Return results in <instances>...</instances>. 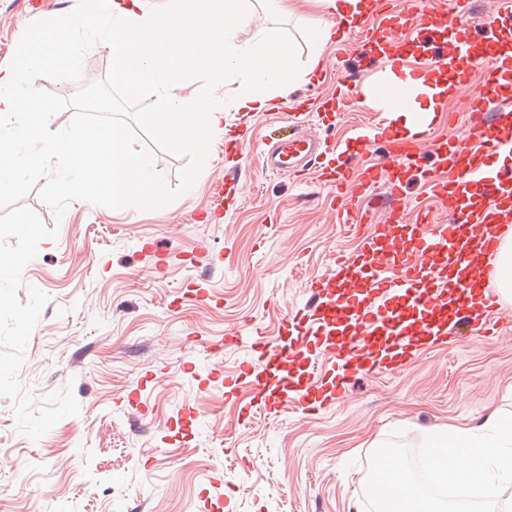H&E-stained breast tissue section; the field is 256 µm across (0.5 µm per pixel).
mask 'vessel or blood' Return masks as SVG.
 Listing matches in <instances>:
<instances>
[{
  "instance_id": "obj_1",
  "label": "vessel or blood",
  "mask_w": 512,
  "mask_h": 512,
  "mask_svg": "<svg viewBox=\"0 0 512 512\" xmlns=\"http://www.w3.org/2000/svg\"><path fill=\"white\" fill-rule=\"evenodd\" d=\"M421 17L428 25L446 24L447 11H430L426 0H407L404 10L387 17L385 26L364 30L365 39L391 41L410 20ZM464 47L459 41L413 68L399 56L389 60L396 79L379 83L374 96L385 111L409 112L407 98L421 87L441 84L456 88L467 81V69L453 67ZM484 74L481 91L468 104L469 112L493 113L494 119L473 132L467 145L426 144L431 121L428 113L409 112L415 132L395 140L385 162L352 174L334 161L320 167L318 179L338 200V215H347L353 199L370 196L376 186H387L399 196L410 174L419 169L424 150H431L447 179H432L430 192L447 211L448 223H436L425 213L408 233L393 230L396 215L387 223L371 225L353 259L337 256L333 273L316 279L312 305L290 311L286 324L294 334L279 346L261 340L251 343L241 376L255 379L253 401L245 416L280 412L291 400L308 410L341 397L351 372L396 370L434 345L443 342L453 327L473 325L478 339L494 336L491 314L501 310L490 289V278L500 250V227L512 221V175L493 167L501 153L512 154V96L503 93L512 75V44L487 41L479 58ZM295 131L288 142L277 144L267 156L269 170L294 172L318 158V145L303 135V113H293ZM482 188L481 207L471 203L473 188ZM353 289L345 298L344 289ZM484 296L473 306V292Z\"/></svg>"
}]
</instances>
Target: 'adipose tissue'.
Returning <instances> with one entry per match:
<instances>
[{
  "label": "adipose tissue",
  "mask_w": 512,
  "mask_h": 512,
  "mask_svg": "<svg viewBox=\"0 0 512 512\" xmlns=\"http://www.w3.org/2000/svg\"><path fill=\"white\" fill-rule=\"evenodd\" d=\"M108 22L95 25L100 43L112 49V76L132 92L154 98L156 121L166 138L204 146L224 134V84L244 81L235 107L258 112L284 100L290 89L309 81L320 65L321 48L331 42V24L313 21L314 46L306 64L296 67L289 47L275 31L263 46L241 47L237 36L252 15V0H207L202 12L157 13L145 0H108ZM206 71L208 89L187 77Z\"/></svg>",
  "instance_id": "ef3b65f1"
}]
</instances>
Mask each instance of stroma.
<instances>
[{
	"label": "stroma",
	"instance_id": "obj_1",
	"mask_svg": "<svg viewBox=\"0 0 512 512\" xmlns=\"http://www.w3.org/2000/svg\"><path fill=\"white\" fill-rule=\"evenodd\" d=\"M78 4L0 0V63H11L28 24ZM320 19L333 24L337 16L318 0L291 17L272 0H256L238 41L251 46L277 29L300 66L309 23ZM357 34V25L341 26L322 50L316 79L292 91L308 101V130L331 149L374 136L389 119L367 100L389 70L388 56ZM486 37L478 25L413 21L396 45L415 64L452 38L480 55ZM111 59L95 45L81 82L36 85L72 97L80 84L104 80ZM343 76L350 85L341 89ZM481 82V69H473L453 96L437 97L430 140L464 142L473 118L461 106ZM238 87H224V127L245 132L246 145L228 154L214 139L194 187L164 210L74 202L58 220L38 191L24 198L58 234L40 242L17 290L23 303L34 287L49 297L18 379L38 407L72 389L80 412L34 441L17 427L14 400L0 397V512H364L370 458L390 438L416 448L445 426L479 427L512 413L510 296L490 339L458 332L398 372L361 376L338 402L311 414L290 406L238 420L253 392L242 383L227 397L224 380L236 376L245 348H219L221 337L256 328L280 342L289 309L306 305L311 281L360 244L339 223L327 187L264 167L269 144L293 127L279 110L236 111ZM230 175L239 178L237 190L215 205ZM423 208L447 223L416 174L399 212L411 224ZM135 391L137 408L128 402ZM196 400L201 413L183 431L178 419Z\"/></svg>",
	"mask_w": 512,
	"mask_h": 512
}]
</instances>
